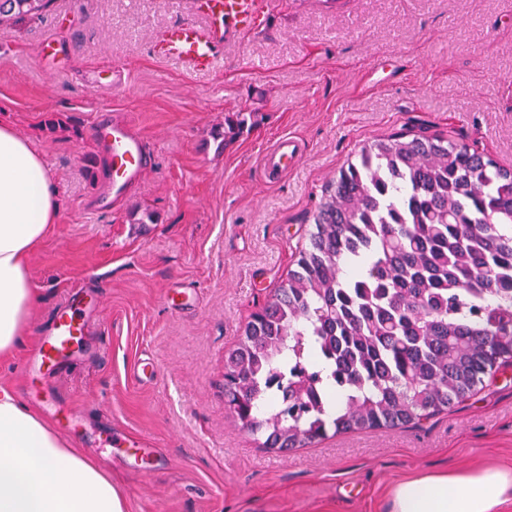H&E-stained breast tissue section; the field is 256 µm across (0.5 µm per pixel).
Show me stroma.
Instances as JSON below:
<instances>
[{"label":"stroma","mask_w":512,"mask_h":512,"mask_svg":"<svg viewBox=\"0 0 512 512\" xmlns=\"http://www.w3.org/2000/svg\"><path fill=\"white\" fill-rule=\"evenodd\" d=\"M256 26L192 72L155 49L198 0H53L0 27V123L43 155L59 217L30 270L41 302L0 383L81 419L74 448L111 472L127 512H390L408 475L512 468V366L408 429L348 433L278 452L224 405V354L308 240L325 185L365 142L427 131L512 168V0H271ZM120 69L124 90L94 88ZM140 131L151 165L110 209L97 107ZM254 115L226 147L214 130ZM299 160L262 158L282 137ZM88 333L53 378L26 360L75 284ZM158 374L137 384L140 361ZM123 430L152 454L105 446ZM296 146L292 138H283L264 155L263 167L269 178L276 179L283 173Z\"/></svg>","instance_id":"stroma-1"}]
</instances>
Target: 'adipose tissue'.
Wrapping results in <instances>:
<instances>
[{
	"mask_svg": "<svg viewBox=\"0 0 512 512\" xmlns=\"http://www.w3.org/2000/svg\"><path fill=\"white\" fill-rule=\"evenodd\" d=\"M58 213L44 157L0 125V361L14 355L40 301L29 258ZM0 512H126L111 474L8 385H0ZM391 512H512V470L405 477L392 489Z\"/></svg>",
	"mask_w": 512,
	"mask_h": 512,
	"instance_id": "1",
	"label": "adipose tissue"
}]
</instances>
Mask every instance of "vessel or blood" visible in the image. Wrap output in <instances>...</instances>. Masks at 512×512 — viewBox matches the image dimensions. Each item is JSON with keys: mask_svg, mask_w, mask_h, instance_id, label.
Here are the masks:
<instances>
[{"mask_svg": "<svg viewBox=\"0 0 512 512\" xmlns=\"http://www.w3.org/2000/svg\"><path fill=\"white\" fill-rule=\"evenodd\" d=\"M269 7L270 0H206L209 22L165 26L156 43L157 52L192 71L213 70L217 48L250 30ZM95 138L110 154L112 198L120 199L146 173L144 139L128 122L117 118L98 121ZM295 148L293 139L284 138L264 155L263 167L269 178L283 173ZM86 330V311L80 292L75 291L58 306L49 332L31 354L30 373L41 374L65 361Z\"/></svg>", "mask_w": 512, "mask_h": 512, "instance_id": "vessel-or-blood-1", "label": "vessel or blood"}]
</instances>
